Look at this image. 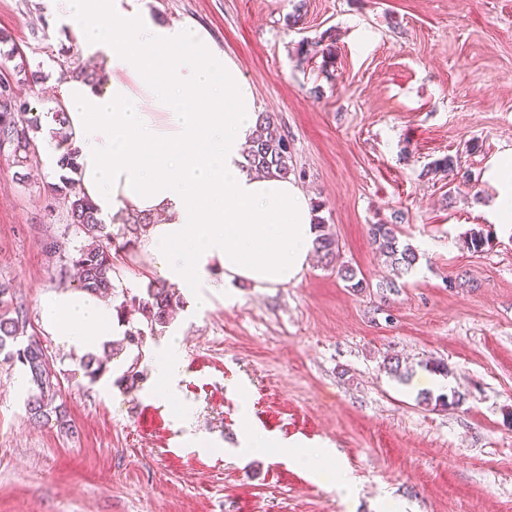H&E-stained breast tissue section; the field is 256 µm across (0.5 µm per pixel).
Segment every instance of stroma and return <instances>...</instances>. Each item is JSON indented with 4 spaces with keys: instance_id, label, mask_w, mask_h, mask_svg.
<instances>
[{
    "instance_id": "35a3bbf8",
    "label": "stroma",
    "mask_w": 512,
    "mask_h": 512,
    "mask_svg": "<svg viewBox=\"0 0 512 512\" xmlns=\"http://www.w3.org/2000/svg\"><path fill=\"white\" fill-rule=\"evenodd\" d=\"M296 2L137 0L165 24L202 26L238 65L288 133L337 264L368 288L352 291L318 259L279 288H228L212 275L210 306L185 305L170 326L183 336L180 398L193 408L179 428L172 406L144 390L159 337L92 383L43 324V298L77 290L45 244L71 251L82 239L47 189L58 180L47 163L21 172L0 150V281L47 346L75 425L31 422L22 373L0 360V512H512V227L494 223L487 177L512 154V0H306L293 25ZM0 30V53L18 47L46 76L21 91L49 144L65 75L105 63L85 55L51 0H0ZM448 155L470 184L426 174ZM395 211L400 240L419 254L401 275L368 236ZM474 231L490 237L484 251L467 249ZM114 265L134 294L158 274L140 248ZM389 357L407 379L386 371ZM134 359L144 385L127 392L114 381ZM439 361L447 374L432 371ZM426 392L461 401L418 404ZM246 416L280 440L334 448L352 483L332 488L241 450ZM192 433L214 449L193 448Z\"/></svg>"
}]
</instances>
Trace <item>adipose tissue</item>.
<instances>
[{
    "mask_svg": "<svg viewBox=\"0 0 512 512\" xmlns=\"http://www.w3.org/2000/svg\"><path fill=\"white\" fill-rule=\"evenodd\" d=\"M76 39L105 57L104 89H63L80 183L102 217L156 216L141 243L164 279L196 307L210 273L225 284L278 288L313 256L314 214L293 181L249 174L244 149L258 106L237 64L192 23L165 26L123 0H57ZM42 319L67 347L113 336L112 310L87 294L44 299ZM182 338L155 351L151 395L176 401Z\"/></svg>",
    "mask_w": 512,
    "mask_h": 512,
    "instance_id": "1",
    "label": "adipose tissue"
}]
</instances>
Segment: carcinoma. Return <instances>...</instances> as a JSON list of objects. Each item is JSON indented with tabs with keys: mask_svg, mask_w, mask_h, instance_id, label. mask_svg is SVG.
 Masks as SVG:
<instances>
[{
	"mask_svg": "<svg viewBox=\"0 0 512 512\" xmlns=\"http://www.w3.org/2000/svg\"><path fill=\"white\" fill-rule=\"evenodd\" d=\"M16 57L20 62L13 70L0 72V146L4 144L10 148L17 166L28 168L40 162L37 133L41 131V115L33 112L30 102L18 93L16 85L23 81L37 84L44 75L40 70L31 69L27 59L15 48L10 50L6 59ZM57 149L61 151L58 166L64 174L60 175V183L48 184V190L62 200L67 225L85 239L74 254L66 256L65 262L76 270L80 290L93 296L115 298L117 286L113 278L112 245H118L120 250L135 249L151 224V218L128 213L121 217L117 232L109 231L108 225L97 217L96 208L88 197L72 190L74 175L79 169V149L67 136L57 141ZM246 160L248 169L270 177L286 178L294 172L288 134L272 116L259 113ZM402 221V214L397 212L389 222L370 225L368 234L376 250L391 267L407 273L415 267L419 255L410 244L400 243L396 225ZM314 227V250L330 265L336 261L338 243L335 235L320 216L315 218ZM336 274L346 287L353 290L369 287L365 278L358 277L357 271L350 266L338 268ZM134 306L144 319V327L128 328L123 338L104 343L101 355L89 352L80 358L78 370L89 382L100 379L110 361L133 348L142 349L146 336L163 333L171 324L176 310L184 307V299L178 289L167 281L153 278L149 280L145 293L125 295L123 301L112 307L117 321L126 324V310ZM28 325L26 310L18 302L14 289L0 283V354L11 364L20 365L27 380L25 409L28 418L35 423L52 425L65 433L71 432L73 424L66 409L56 404L59 379L51 366L48 349L39 337L27 335ZM136 366L137 362H132L115 379V385L134 389L140 380Z\"/></svg>",
	"mask_w": 512,
	"mask_h": 512,
	"instance_id": "1",
	"label": "carcinoma"
}]
</instances>
